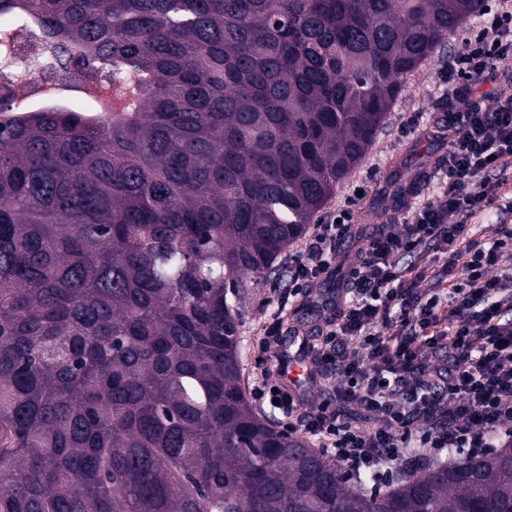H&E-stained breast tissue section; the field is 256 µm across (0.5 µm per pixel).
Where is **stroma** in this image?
<instances>
[{
	"label": "stroma",
	"mask_w": 512,
	"mask_h": 512,
	"mask_svg": "<svg viewBox=\"0 0 512 512\" xmlns=\"http://www.w3.org/2000/svg\"><path fill=\"white\" fill-rule=\"evenodd\" d=\"M479 27V16H470L461 37L450 40L425 69L403 82L385 125L353 172L328 200L325 212L336 210L352 194L354 186L363 185L365 192L356 201L354 222L364 230L369 225L385 223L388 217L406 216L415 196L434 197L430 175L448 153V132L434 108L439 94L438 74L449 57L462 49L465 38L476 34ZM409 168L418 173L417 182L407 181L405 171ZM281 284L280 278L270 280L254 311L239 328L244 387L252 385L256 372L254 340L262 323L278 312L276 289Z\"/></svg>",
	"instance_id": "stroma-1"
}]
</instances>
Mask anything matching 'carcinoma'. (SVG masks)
Returning a JSON list of instances; mask_svg holds the SVG:
<instances>
[{
  "instance_id": "cac0c4a2",
  "label": "carcinoma",
  "mask_w": 512,
  "mask_h": 512,
  "mask_svg": "<svg viewBox=\"0 0 512 512\" xmlns=\"http://www.w3.org/2000/svg\"><path fill=\"white\" fill-rule=\"evenodd\" d=\"M485 0H0V512H512V446L381 493L259 417L238 330ZM23 18L136 84L14 108Z\"/></svg>"
}]
</instances>
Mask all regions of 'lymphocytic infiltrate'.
Instances as JSON below:
<instances>
[{
  "mask_svg": "<svg viewBox=\"0 0 512 512\" xmlns=\"http://www.w3.org/2000/svg\"><path fill=\"white\" fill-rule=\"evenodd\" d=\"M512 57V0H500L478 34L442 68L436 106L448 125V155L436 169V199L418 200L397 224L353 233L349 211L313 225L288 260L280 309L326 274L336 246L354 237L356 262L335 296L312 300L321 323L314 360L335 380V400L299 411L295 394L272 386L279 320L256 342L265 370L257 399L275 401L289 432H304L347 477L375 480L415 470L452 448L478 456L512 445V225L480 236L475 220L512 213V93L482 106L480 85ZM368 424L342 418L336 401Z\"/></svg>",
  "mask_w": 512,
  "mask_h": 512,
  "instance_id": "lymphocytic-infiltrate-1",
  "label": "lymphocytic infiltrate"
}]
</instances>
